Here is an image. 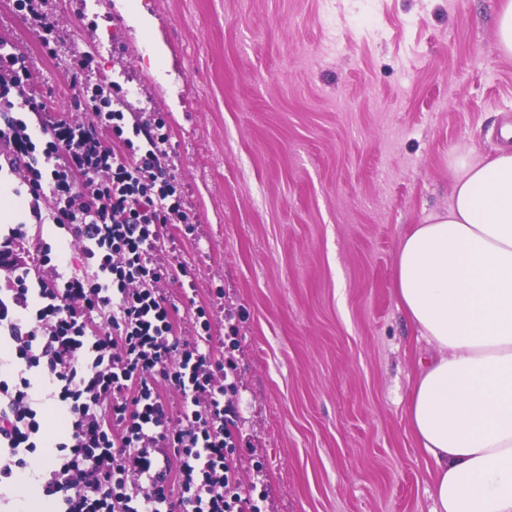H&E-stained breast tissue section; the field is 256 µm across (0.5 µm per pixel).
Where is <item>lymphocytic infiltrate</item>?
Returning <instances> with one entry per match:
<instances>
[{
	"label": "lymphocytic infiltrate",
	"mask_w": 512,
	"mask_h": 512,
	"mask_svg": "<svg viewBox=\"0 0 512 512\" xmlns=\"http://www.w3.org/2000/svg\"><path fill=\"white\" fill-rule=\"evenodd\" d=\"M0 71L13 79L0 87V175L24 200L0 242V268L11 273L0 289V337L14 343L19 365L0 379V479L36 453L46 393L62 403L68 434L38 480L63 512H261L238 477L251 440L227 418L236 367L180 342L156 290L163 271L153 254L179 210L159 141L145 126L125 129L123 113L95 97L89 125L62 116L31 126L13 101L25 93V67L1 55ZM47 223L82 242L85 271L33 290V266L16 244L29 225ZM159 378L179 392L183 424L172 423Z\"/></svg>",
	"instance_id": "obj_1"
}]
</instances>
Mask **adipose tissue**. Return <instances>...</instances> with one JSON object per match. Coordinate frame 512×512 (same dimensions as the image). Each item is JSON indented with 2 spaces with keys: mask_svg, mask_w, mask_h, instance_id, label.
<instances>
[{
  "mask_svg": "<svg viewBox=\"0 0 512 512\" xmlns=\"http://www.w3.org/2000/svg\"><path fill=\"white\" fill-rule=\"evenodd\" d=\"M448 208L399 242L407 319L433 345L410 392L432 512H512V150L452 162Z\"/></svg>",
  "mask_w": 512,
  "mask_h": 512,
  "instance_id": "ef3b65f1",
  "label": "adipose tissue"
}]
</instances>
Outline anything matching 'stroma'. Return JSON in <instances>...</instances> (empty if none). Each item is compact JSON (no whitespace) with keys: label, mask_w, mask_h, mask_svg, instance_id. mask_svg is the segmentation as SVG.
Masks as SVG:
<instances>
[{"label":"stroma","mask_w":512,"mask_h":512,"mask_svg":"<svg viewBox=\"0 0 512 512\" xmlns=\"http://www.w3.org/2000/svg\"><path fill=\"white\" fill-rule=\"evenodd\" d=\"M48 0L47 53L0 0V53L27 94L91 121L70 86L134 85L126 125L153 118L188 223L155 259L181 339L238 367L241 463L262 512H432L431 464L407 403L425 342L394 287L397 245L447 209L450 160L503 146L512 57L500 0ZM44 275L82 273L81 246L33 224ZM206 311L198 323L195 307ZM497 42L500 51L512 57V1L504 0L497 14Z\"/></svg>","instance_id":"35a3bbf8"}]
</instances>
